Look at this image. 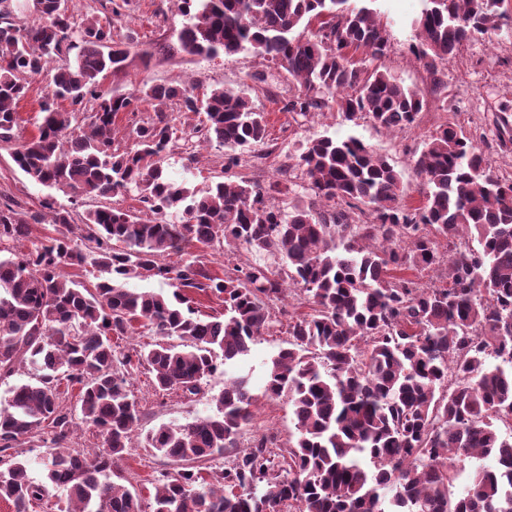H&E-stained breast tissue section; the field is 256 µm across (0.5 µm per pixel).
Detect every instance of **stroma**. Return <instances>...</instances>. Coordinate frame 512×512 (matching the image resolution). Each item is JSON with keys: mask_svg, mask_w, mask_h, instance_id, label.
Wrapping results in <instances>:
<instances>
[{"mask_svg": "<svg viewBox=\"0 0 512 512\" xmlns=\"http://www.w3.org/2000/svg\"><path fill=\"white\" fill-rule=\"evenodd\" d=\"M376 6L383 20L387 21L390 34L388 51L379 61L381 68L389 71L403 86L416 90L425 101L415 123L392 134L385 133L366 117L350 123L334 111L306 117L283 111V99L296 87L293 78L251 52L202 59L156 51V44L170 37V0H133L126 17L116 22L115 34L134 29L149 54L131 57L125 72L107 76L102 88L119 94L146 83L189 79L204 90L217 87L240 89L244 87L247 72H267L269 91L252 89L248 95L255 107L267 116L272 155L263 161L260 169L246 166L227 172L223 169V149L210 146L199 154L195 168L188 171L184 168L186 152L176 150L166 162L170 175L178 180H188L191 187L199 191L206 190L210 182L221 175L230 181L243 176L271 180L287 155L296 153L307 141L320 136L344 138L353 135L386 156L395 166L401 175L405 200L415 206L422 199V179L412 157L422 150L425 140L437 126L448 120L471 132L478 145L485 148L489 165L499 175L511 178L512 142L507 147H498L495 120L512 111V30H503L493 45L481 40L464 45L444 69L443 88L436 90L409 50L413 41L410 21L420 13L423 0H377ZM47 194V188L30 182L15 166L10 144L0 142V197L12 198L35 208ZM223 387L224 374L219 371L208 378L205 394L187 400L175 394H156L147 371L135 373L133 391L146 411L138 426L139 433L162 424H187L208 415L211 395ZM293 431V414L287 400L262 399L254 407L243 437L248 440L270 435L283 443ZM120 466L128 479L129 489L140 495L143 508H151L154 478L157 472L169 468V461L136 444Z\"/></svg>", "mask_w": 512, "mask_h": 512, "instance_id": "stroma-1", "label": "stroma"}]
</instances>
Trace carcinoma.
Instances as JSON below:
<instances>
[{
	"mask_svg": "<svg viewBox=\"0 0 512 512\" xmlns=\"http://www.w3.org/2000/svg\"><path fill=\"white\" fill-rule=\"evenodd\" d=\"M4 3L0 141L15 142V165L64 194L133 195L146 217L103 204L77 222L51 194L37 210L0 202V378L32 371L0 404V499L33 512L58 487L67 512H143L118 467L143 416L132 372L145 368L162 394L197 396L280 324L275 305L293 287L309 311L288 320L263 396L288 400L295 432L275 450L264 436L241 442L258 395L249 374L228 377L213 414L145 435L143 447L174 464L155 479L152 512H512V434L498 427L512 419V179L492 170L473 135L447 121L428 137L414 159L416 207L388 159L353 136L308 141L268 182L219 181L201 194L164 171L177 142L169 109L200 116L184 140L214 144L224 168L238 167L267 155V117L245 92L176 82L108 95L101 80L125 70L135 30L117 40L110 20L77 27L66 0H27L35 20L17 25ZM176 3L181 22L161 49L200 58L248 50L277 64L296 81L285 112L334 109L394 131L423 110L416 91L374 65L388 26L354 0ZM511 26L505 0H427L411 52L438 89L464 44H492ZM45 73L38 134L18 140L15 105L27 78ZM145 105L152 115L125 127L130 145L115 148L118 114ZM296 178L307 208L290 196ZM32 224L57 235L14 250ZM184 241L227 247L224 274L195 259L165 263ZM88 265L98 272L91 288L68 275ZM428 269L447 286L417 282L413 272ZM131 278L173 291L125 287ZM188 290L220 299L224 318L198 314ZM138 326L158 340L112 342ZM80 423L99 446L71 445ZM41 434L50 446L36 481L19 445ZM225 454L224 466L208 465ZM490 455L502 469L476 466L454 494L465 462Z\"/></svg>",
	"mask_w": 512,
	"mask_h": 512,
	"instance_id": "cac0c4a2",
	"label": "carcinoma"
}]
</instances>
